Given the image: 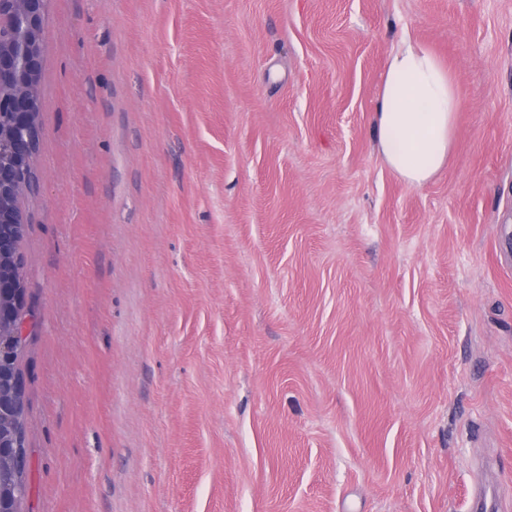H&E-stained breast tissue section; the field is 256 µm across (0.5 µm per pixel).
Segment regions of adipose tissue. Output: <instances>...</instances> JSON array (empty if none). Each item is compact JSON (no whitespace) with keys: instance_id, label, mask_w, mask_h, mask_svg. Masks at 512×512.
Instances as JSON below:
<instances>
[{"instance_id":"obj_1","label":"adipose tissue","mask_w":512,"mask_h":512,"mask_svg":"<svg viewBox=\"0 0 512 512\" xmlns=\"http://www.w3.org/2000/svg\"><path fill=\"white\" fill-rule=\"evenodd\" d=\"M458 98L452 73L406 38L388 56L375 124L386 164L406 183H428L448 162Z\"/></svg>"}]
</instances>
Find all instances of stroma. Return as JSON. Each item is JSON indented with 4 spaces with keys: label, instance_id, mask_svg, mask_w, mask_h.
<instances>
[{
    "label": "stroma",
    "instance_id": "1",
    "mask_svg": "<svg viewBox=\"0 0 512 512\" xmlns=\"http://www.w3.org/2000/svg\"><path fill=\"white\" fill-rule=\"evenodd\" d=\"M39 93L25 512H512V0H48ZM458 98L452 73L411 38L388 56L375 124L386 164L406 183H428L448 162Z\"/></svg>",
    "mask_w": 512,
    "mask_h": 512
}]
</instances>
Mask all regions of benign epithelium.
Wrapping results in <instances>:
<instances>
[{
	"mask_svg": "<svg viewBox=\"0 0 512 512\" xmlns=\"http://www.w3.org/2000/svg\"><path fill=\"white\" fill-rule=\"evenodd\" d=\"M47 0H0V433L18 410L9 395L20 337H5L4 299L23 294L6 275L12 251L16 198L32 186V132L39 129L38 82Z\"/></svg>",
	"mask_w": 512,
	"mask_h": 512,
	"instance_id": "7a95c632",
	"label": "benign epithelium"
}]
</instances>
